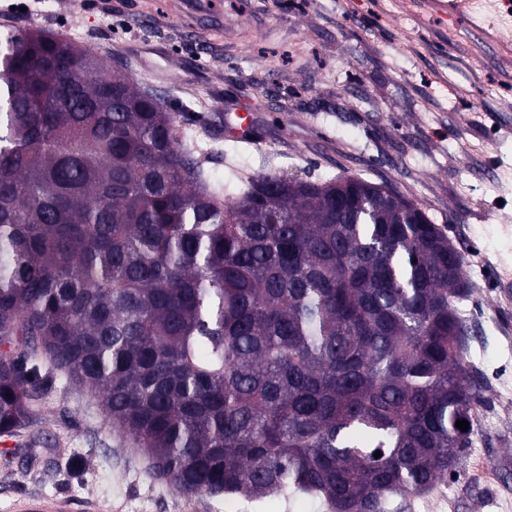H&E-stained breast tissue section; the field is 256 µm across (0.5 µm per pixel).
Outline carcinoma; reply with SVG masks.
<instances>
[{"label": "carcinoma", "instance_id": "carcinoma-1", "mask_svg": "<svg viewBox=\"0 0 512 512\" xmlns=\"http://www.w3.org/2000/svg\"><path fill=\"white\" fill-rule=\"evenodd\" d=\"M181 117L0 33V435L60 375L187 498L396 512L459 475L485 403L461 249L362 177L214 184Z\"/></svg>", "mask_w": 512, "mask_h": 512}]
</instances>
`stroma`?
Segmentation results:
<instances>
[{
    "label": "stroma",
    "mask_w": 512,
    "mask_h": 512,
    "mask_svg": "<svg viewBox=\"0 0 512 512\" xmlns=\"http://www.w3.org/2000/svg\"><path fill=\"white\" fill-rule=\"evenodd\" d=\"M125 0H32L0 12V31L37 26L129 67L144 90L201 114L186 135L211 177L235 168L303 180L355 175L383 183L445 227L464 251L470 297L466 362L485 404L449 506L512 512V15L482 39L410 0H222L227 35L182 30L180 0L139 21ZM253 113L249 140L226 113ZM83 466L71 470L72 457ZM148 460L82 388L55 381L27 429L0 443V512L15 499L64 495L76 512H235V498L188 501L145 475Z\"/></svg>",
    "instance_id": "1"
}]
</instances>
